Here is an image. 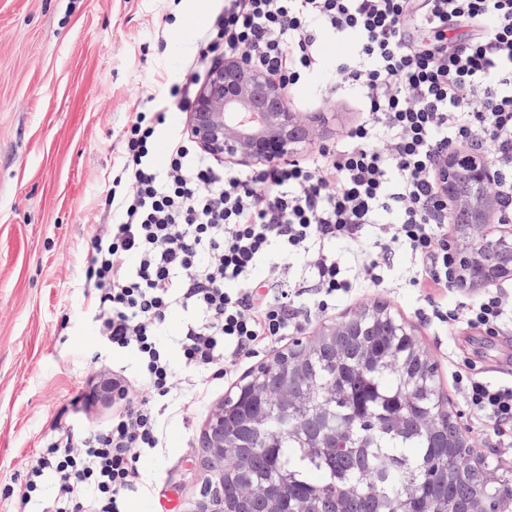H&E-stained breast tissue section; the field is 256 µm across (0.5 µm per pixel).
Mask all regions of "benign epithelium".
Wrapping results in <instances>:
<instances>
[{"label":"benign epithelium","mask_w":512,"mask_h":512,"mask_svg":"<svg viewBox=\"0 0 512 512\" xmlns=\"http://www.w3.org/2000/svg\"><path fill=\"white\" fill-rule=\"evenodd\" d=\"M258 110L262 127L242 128L238 116ZM325 122L323 113L304 118L288 108L283 84L264 70L251 65L247 57L224 59L214 66L197 92L195 103L186 113L192 138L206 151L244 164L286 159L314 142L316 131ZM458 157L444 158L440 169L441 190L455 211L468 215V228L460 245L459 280L465 288H477L512 277V226L499 224L498 235L490 237L483 229L498 224L500 201L489 191L492 174L487 163L478 159L467 172L468 186L458 181ZM487 252L507 256L511 261L495 266L482 262ZM205 448L203 468L207 486L219 481L223 468L224 406L220 405L202 432Z\"/></svg>","instance_id":"1"}]
</instances>
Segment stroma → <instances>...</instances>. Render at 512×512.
<instances>
[{"label": "stroma", "mask_w": 512, "mask_h": 512, "mask_svg": "<svg viewBox=\"0 0 512 512\" xmlns=\"http://www.w3.org/2000/svg\"><path fill=\"white\" fill-rule=\"evenodd\" d=\"M216 0H0V493L26 477L32 452L55 418L72 419L78 387L111 370L137 376L130 352L99 358V336L85 310L84 283L94 231L111 223L104 200L120 164L119 135L148 96L168 103L198 58ZM325 75L288 97L291 111L321 100L329 124L319 143L338 140L359 118L353 94L330 95ZM384 283L341 296L329 314L300 332L379 302L413 330L433 355L440 387L462 427L469 414L451 387L447 353L512 378V334L447 332L422 319L411 288L410 256L383 268ZM216 380L209 400L162 419L160 444L143 460L160 492L134 496L129 512H164L176 494L182 512L200 500L207 474L201 432L234 388Z\"/></svg>", "instance_id": "1"}]
</instances>
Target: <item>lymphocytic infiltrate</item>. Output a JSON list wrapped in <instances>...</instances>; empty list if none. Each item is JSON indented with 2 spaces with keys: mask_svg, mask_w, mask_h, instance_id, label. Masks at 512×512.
<instances>
[{
  "mask_svg": "<svg viewBox=\"0 0 512 512\" xmlns=\"http://www.w3.org/2000/svg\"><path fill=\"white\" fill-rule=\"evenodd\" d=\"M327 38L351 43L331 65L337 89L363 105L336 145L241 170L176 129L159 165L164 112H135L124 127L105 198L116 220L91 238L84 296L102 342L137 355L140 381L113 373L102 424L54 420L12 492L19 506L48 476L50 512H126L130 496L155 494L140 461L158 443L162 412L193 405L204 379L231 375L338 295L382 285L397 251L412 259L409 283L426 316L490 336L512 330L511 288L467 295L459 286L452 209L437 178L449 152L484 149L512 220V0H224L204 44L222 58L248 56L290 90L330 65ZM366 238L371 250L345 276L327 243ZM293 255L310 285L287 287ZM448 295L457 304L444 306ZM178 307L191 315L175 364L162 336ZM452 381L472 430L511 448L512 381H490L466 362Z\"/></svg>",
  "mask_w": 512,
  "mask_h": 512,
  "instance_id": "obj_1",
  "label": "lymphocytic infiltrate"
}]
</instances>
